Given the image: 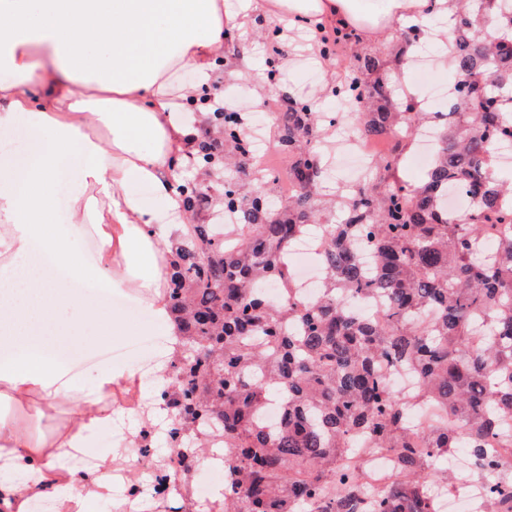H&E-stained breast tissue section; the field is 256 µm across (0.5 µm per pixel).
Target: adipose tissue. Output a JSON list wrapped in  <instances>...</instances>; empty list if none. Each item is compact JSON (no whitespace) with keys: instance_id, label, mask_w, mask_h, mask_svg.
Instances as JSON below:
<instances>
[{"instance_id":"adipose-tissue-1","label":"adipose tissue","mask_w":512,"mask_h":512,"mask_svg":"<svg viewBox=\"0 0 512 512\" xmlns=\"http://www.w3.org/2000/svg\"><path fill=\"white\" fill-rule=\"evenodd\" d=\"M384 2L372 14L361 0H0V134L32 144L23 172L0 160V404L40 420L60 402L70 406L47 450L0 415V512H27L47 495L59 512H92L112 493V450L98 452L93 479L66 458L122 420L160 411L159 399H144L138 370L74 372L47 347L63 336L105 349L138 332L165 337L167 359L178 354L165 288L186 212L167 174L192 145L181 112L208 85L226 33L259 15L285 29L337 22L385 41L394 26L413 23L438 45L439 67L454 70L447 32L430 23L451 22L448 0ZM185 70L195 84L178 83ZM75 153L79 181L63 204ZM76 236L92 241L91 253L71 249ZM113 295L149 308L151 322L116 315ZM64 306L75 311L65 322Z\"/></svg>"}]
</instances>
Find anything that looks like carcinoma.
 Instances as JSON below:
<instances>
[{
	"label": "carcinoma",
	"instance_id": "cac0c4a2",
	"mask_svg": "<svg viewBox=\"0 0 512 512\" xmlns=\"http://www.w3.org/2000/svg\"><path fill=\"white\" fill-rule=\"evenodd\" d=\"M455 58V95L448 123L420 185L401 180L395 161L378 157L367 183L334 205L341 222L322 221L316 188L323 178V138L316 104L286 99L275 115V136L296 184L288 206L275 209L264 192L277 171L252 161L247 112H208L214 130L195 140L186 163L197 176L178 185L191 225L176 246L166 288L182 332L180 353L167 365L175 388L168 406L183 416L195 447L207 448L214 431L230 449L234 481L218 512H329L325 482H337L335 512H357L359 471L336 473V457L366 434L396 455L388 488L363 512H433V484L451 480L440 461L469 438L467 454L488 481L493 504L512 503V478L495 469L486 445L512 453V185L487 175L483 159L493 144L512 141V0H448ZM420 26L412 25L394 56L402 69ZM321 57L337 63L356 41L343 25L319 27ZM384 60L366 52L336 83L334 95L356 111L361 133L403 147L402 131L425 125L383 78ZM256 183L252 195L243 182ZM468 189L473 206L453 217L448 186ZM222 204L234 214L233 231H214L205 213ZM509 231L494 251L484 250V224ZM324 226L326 248L317 299L293 295L289 255L305 226ZM367 237L375 263L357 259L356 238ZM283 291L270 302L260 285ZM375 291L386 300L384 323L349 314L339 295ZM434 313L432 324L422 320ZM489 322L482 342L469 344L471 323ZM388 360L414 372L416 399L442 408L446 422L413 429L404 404L377 371ZM281 422L264 414L272 402Z\"/></svg>",
	"mask_w": 512,
	"mask_h": 512
}]
</instances>
